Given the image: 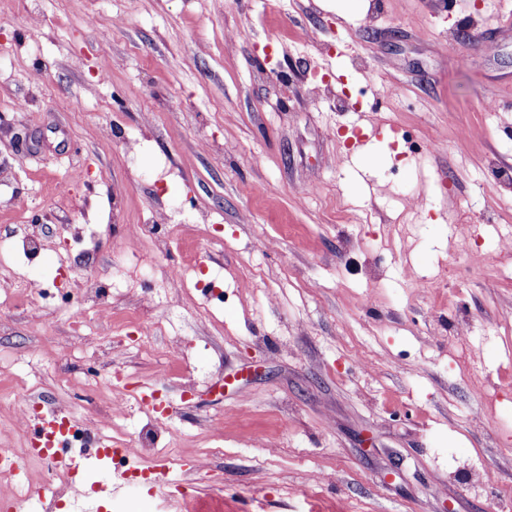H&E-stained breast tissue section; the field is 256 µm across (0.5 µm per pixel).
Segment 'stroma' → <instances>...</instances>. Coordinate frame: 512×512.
<instances>
[{
	"mask_svg": "<svg viewBox=\"0 0 512 512\" xmlns=\"http://www.w3.org/2000/svg\"><path fill=\"white\" fill-rule=\"evenodd\" d=\"M16 224L0 442L30 400L158 450L74 475L93 512L512 502V0H0ZM111 267L80 336L13 293Z\"/></svg>",
	"mask_w": 512,
	"mask_h": 512,
	"instance_id": "stroma-1",
	"label": "stroma"
}]
</instances>
